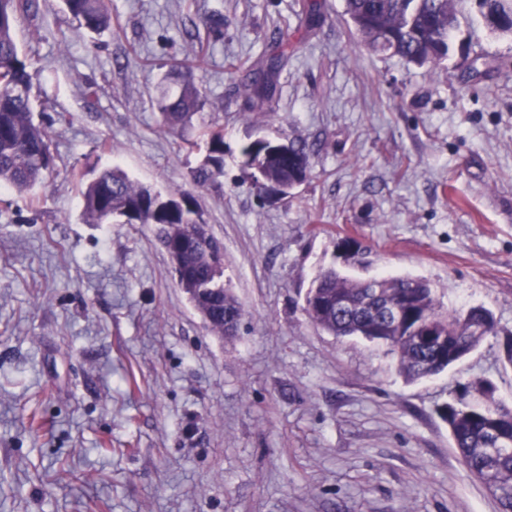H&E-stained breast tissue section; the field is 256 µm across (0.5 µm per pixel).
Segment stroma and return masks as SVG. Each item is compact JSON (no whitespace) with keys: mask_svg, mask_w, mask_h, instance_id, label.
<instances>
[{"mask_svg":"<svg viewBox=\"0 0 512 512\" xmlns=\"http://www.w3.org/2000/svg\"><path fill=\"white\" fill-rule=\"evenodd\" d=\"M303 2L108 0L99 34L62 0L18 20L53 161L35 193L0 188V512H498L439 410L476 381L512 407V37L461 0L445 64L420 67L369 50L343 0L307 29ZM282 42L279 95L249 111L247 68ZM479 52L501 68L468 79ZM185 73L201 105L172 133L160 88ZM208 126L224 175L199 187L188 143ZM259 136L308 146L289 196L243 164ZM112 167L195 197L245 313L235 338L194 309L154 226L84 223L82 184ZM331 267L423 278L499 333L407 381L386 345L310 321Z\"/></svg>","mask_w":512,"mask_h":512,"instance_id":"stroma-1","label":"stroma"}]
</instances>
